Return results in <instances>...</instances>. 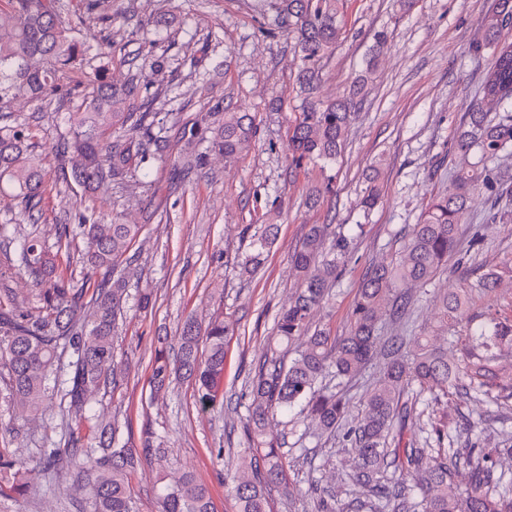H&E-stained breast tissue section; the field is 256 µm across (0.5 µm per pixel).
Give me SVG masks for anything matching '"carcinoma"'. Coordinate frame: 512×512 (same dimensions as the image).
<instances>
[{"instance_id":"1","label":"carcinoma","mask_w":512,"mask_h":512,"mask_svg":"<svg viewBox=\"0 0 512 512\" xmlns=\"http://www.w3.org/2000/svg\"><path fill=\"white\" fill-rule=\"evenodd\" d=\"M287 28L296 32L300 67L297 83L309 88L321 63L341 39L340 16L345 0H271ZM512 0H498L485 18L484 38L471 49L491 60L479 100L468 120L456 132L454 150L463 163L448 192L428 203L410 230L398 259L373 266L351 306L350 328L344 336H330L312 328L314 313L324 307L348 251L345 239L329 237L325 224H313L291 258L299 280L296 295L276 320L274 336L249 380L244 431L248 447L227 487L235 512H270L269 490L286 482L284 438L274 431L277 415L298 411L315 424L317 436L344 431L358 457L346 474L363 489L366 499L357 508L366 512H512V485L496 467L494 455L512 456V448H392L390 435L400 415L405 393L435 395L450 391L459 396L487 387L492 372L481 364H468L469 347L488 352L512 349V319L490 317L448 337L461 356L416 336L412 349L400 353L403 339L390 337L395 351L384 359L374 387L362 401L361 411L349 420V403L323 385L330 379H350L377 358L386 311L399 320L412 301L400 289L424 285L442 268L456 247L460 224L476 193L485 197L492 219L512 216L499 208V200L512 192V181L497 171L495 161L512 150ZM110 56L103 45L75 35L61 20L60 0H11L0 8V112L10 108L11 95L42 104L70 84L77 67L90 69L86 83L74 95L76 111L68 113V131L53 145L60 162L57 183L67 191L76 185L103 195L112 186L138 178L147 155L162 154L169 132L209 143V151L236 158L256 133L249 112L224 109V120L214 125L204 115L188 127L177 121L167 125L149 107L133 109L135 86L117 85L101 75ZM365 80L354 85L349 97L331 102L309 101L288 129V155L296 168L324 166L336 161L348 134L354 110L364 95ZM502 112L488 117L490 109ZM30 132L22 124L0 127V180L11 184L23 216L35 224L42 217L45 192L43 158L28 145ZM206 156L183 157L184 175L202 171ZM141 225L125 224L81 214L77 222L57 225V242L82 237L89 250L82 262L98 279L89 289L78 284L68 269L57 264V254L36 238L0 224V237L14 234L20 265L0 266V400L38 413L59 399L62 426L68 430L64 448H42L36 461L0 448V498L27 494L37 475L56 474L62 456L86 469L92 512H135L129 479L143 461L157 454L153 432L143 431L140 445L124 436L121 426L93 411L94 397L102 389H120L125 378L116 359L114 336L118 317L128 308L127 278L118 265ZM279 225L266 224L253 249L241 263L242 272L254 273L277 238ZM30 278L37 304L21 305L10 283L19 275ZM466 290L448 288L437 301L439 326L462 322ZM224 318L216 316L203 326L188 316L179 325L174 350L166 342L156 352L149 380L150 398L166 392L172 377L194 382L203 410L224 405L219 389L224 379ZM88 428L91 438L76 436ZM392 472L383 479L386 472ZM159 512H213L205 486L185 472L173 484L157 490ZM347 504L344 509L355 508Z\"/></svg>"}]
</instances>
